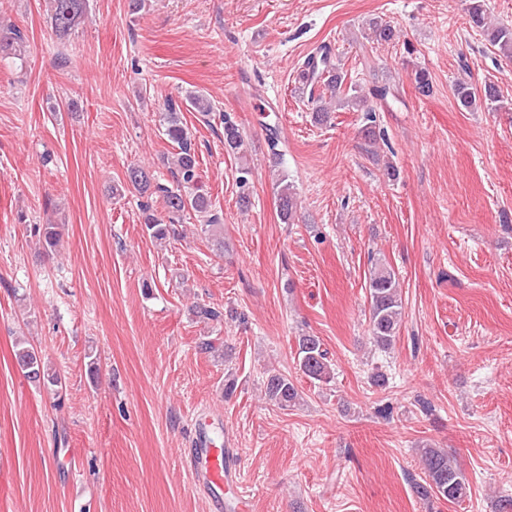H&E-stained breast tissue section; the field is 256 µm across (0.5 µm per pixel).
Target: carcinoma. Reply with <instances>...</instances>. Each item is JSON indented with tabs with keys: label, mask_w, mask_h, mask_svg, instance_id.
Segmentation results:
<instances>
[{
	"label": "carcinoma",
	"mask_w": 512,
	"mask_h": 512,
	"mask_svg": "<svg viewBox=\"0 0 512 512\" xmlns=\"http://www.w3.org/2000/svg\"><path fill=\"white\" fill-rule=\"evenodd\" d=\"M50 24L53 32L59 38L72 34L87 12L88 0H50ZM471 22L481 29L489 44L497 48L505 57H512V29L506 26L490 27L485 21L483 0H472L469 7ZM396 31L388 23L375 21L371 25V38L382 43L395 39ZM23 34L13 25L0 27V58L17 55L21 51ZM302 93L313 104L315 121L323 122L331 111L327 99L337 100V107L352 108L365 113V119L373 122L374 109L367 107V96L362 89L351 86L343 89L346 74L342 67L336 64L327 48L320 54L309 56L304 62L298 75ZM454 95L459 106L473 110L483 103L489 109H498L500 95L493 82H486L478 89L465 80L454 84ZM186 103L203 116L212 111L209 98L199 92H192L186 97ZM160 122L165 129L167 138L176 144L177 150L171 160L168 171L172 182L165 184L140 166H130L126 171L127 182L140 196L147 201L140 203L141 217L145 233L153 240L171 243L178 240L177 225L185 213L195 212L204 218L206 226L214 227L219 223V216L212 213L209 196L202 192L199 163L196 149L192 143V134L184 125L181 118V108L173 100L164 104L160 113ZM224 124V150L243 158L247 152V144L239 124L225 113L222 115ZM236 177L240 189L239 203H249L251 169L241 166ZM278 200V215L282 223H293L297 209V197L294 186L283 176L275 183ZM160 200L161 209L154 208L151 199ZM45 250H52L59 242L60 231L56 224H45L38 229ZM366 290L370 303V339L381 351L391 348L403 323V303L399 282L392 268L382 262H377L369 272ZM193 317L199 322L219 323L224 320V314L205 303H198L191 309ZM298 362L301 372L315 383L329 384L334 379V369L328 351L323 349L319 337L303 335L298 337ZM18 364L26 371L31 381L49 389L55 401H60L62 384L57 376L48 372L44 362L36 352L29 347L17 351ZM265 395L275 406L286 409L296 404L300 394L298 388L287 376L279 373L268 375L264 382ZM421 462L425 479L414 485L415 492L422 500L434 496L442 497L450 502L466 496L469 484L464 474L457 467L455 460L448 452L441 451L431 445L421 448Z\"/></svg>",
	"instance_id": "1"
}]
</instances>
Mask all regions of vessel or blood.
I'll return each mask as SVG.
<instances>
[{
    "mask_svg": "<svg viewBox=\"0 0 512 512\" xmlns=\"http://www.w3.org/2000/svg\"><path fill=\"white\" fill-rule=\"evenodd\" d=\"M186 462L197 485L212 492L216 512H243L245 502L235 449L214 446L201 427L186 451Z\"/></svg>",
    "mask_w": 512,
    "mask_h": 512,
    "instance_id": "1",
    "label": "vessel or blood"
}]
</instances>
